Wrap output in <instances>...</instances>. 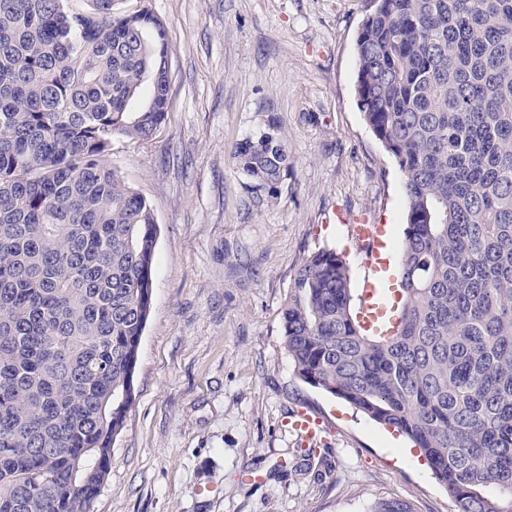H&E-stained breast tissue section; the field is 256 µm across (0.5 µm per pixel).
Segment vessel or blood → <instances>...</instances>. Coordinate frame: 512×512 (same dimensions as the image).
<instances>
[{
    "label": "vessel or blood",
    "mask_w": 512,
    "mask_h": 512,
    "mask_svg": "<svg viewBox=\"0 0 512 512\" xmlns=\"http://www.w3.org/2000/svg\"><path fill=\"white\" fill-rule=\"evenodd\" d=\"M354 232L368 257L359 319L369 334H386L393 323L390 313L395 301L390 262L382 255L387 247L386 229L380 224H358Z\"/></svg>",
    "instance_id": "obj_1"
}]
</instances>
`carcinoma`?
<instances>
[{
    "label": "carcinoma",
    "mask_w": 512,
    "mask_h": 512,
    "mask_svg": "<svg viewBox=\"0 0 512 512\" xmlns=\"http://www.w3.org/2000/svg\"><path fill=\"white\" fill-rule=\"evenodd\" d=\"M355 96L406 197L391 336L324 247L285 298L297 376L410 439L456 512H512V0H368ZM0 0V512H93L135 400L159 227L106 162L170 104L163 22ZM275 196L277 117L233 151ZM366 512H414L390 498Z\"/></svg>",
    "instance_id": "obj_1"
}]
</instances>
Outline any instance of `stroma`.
Segmentation results:
<instances>
[{
    "label": "stroma",
    "instance_id": "1",
    "mask_svg": "<svg viewBox=\"0 0 512 512\" xmlns=\"http://www.w3.org/2000/svg\"><path fill=\"white\" fill-rule=\"evenodd\" d=\"M169 44L171 99L151 141L117 138L108 165L152 204L160 236L136 398L94 512H365L381 498L454 512L419 449L299 379L281 310L304 257L342 252L356 224L389 229L403 179L357 107L366 0H150ZM278 117L290 152L276 196L249 187L237 142ZM323 442L305 453L290 421Z\"/></svg>",
    "mask_w": 512,
    "mask_h": 512
}]
</instances>
